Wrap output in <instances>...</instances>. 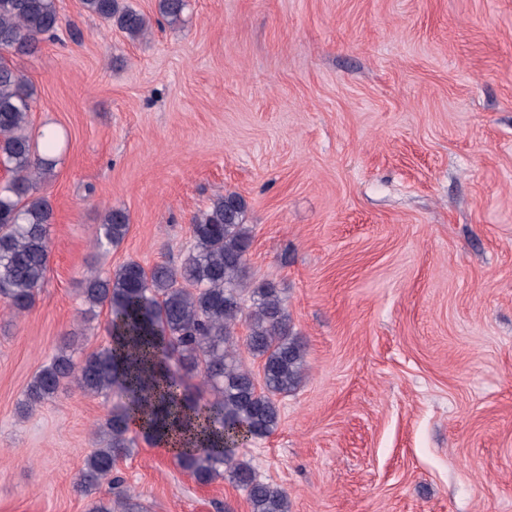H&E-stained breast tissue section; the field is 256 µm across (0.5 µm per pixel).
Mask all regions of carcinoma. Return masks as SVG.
I'll return each instance as SVG.
<instances>
[{
    "label": "carcinoma",
    "mask_w": 512,
    "mask_h": 512,
    "mask_svg": "<svg viewBox=\"0 0 512 512\" xmlns=\"http://www.w3.org/2000/svg\"><path fill=\"white\" fill-rule=\"evenodd\" d=\"M92 15L136 41L149 27L129 0H83ZM189 0H158L169 27L184 22ZM62 25L56 0H0V302L15 315L28 311L50 262L49 224L53 209L33 196L52 173L56 141L43 133V147L28 132L34 91L5 54L31 55L41 40ZM247 204L236 193L213 199L192 222L193 248L177 265L145 268L129 260L105 276L83 281L88 311L107 309L110 342L75 356L66 342L28 384L18 413L25 418L70 387L103 397L111 410L99 430L102 446L85 458L76 489L85 497L112 476L118 460L136 447L130 422L140 416L151 440L196 437L176 464L200 484L227 478L245 492L251 512H289L287 492L260 479L240 449L278 427L276 397L303 379L305 349L291 327L287 297L272 282H253L247 255L252 236L245 223ZM129 228L120 208L108 209L94 232L99 248L118 246ZM246 335L238 340L237 328ZM258 359L262 382L243 362L239 346ZM175 359L183 373L171 371ZM198 384L190 387L186 377ZM121 512H144L131 495ZM112 500L90 501L88 512H114Z\"/></svg>",
    "instance_id": "cac0c4a2"
}]
</instances>
